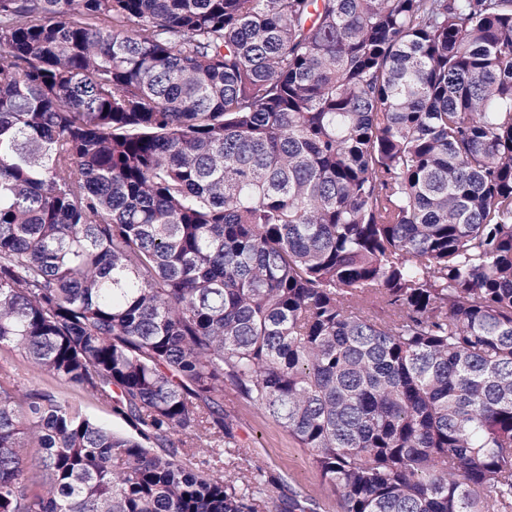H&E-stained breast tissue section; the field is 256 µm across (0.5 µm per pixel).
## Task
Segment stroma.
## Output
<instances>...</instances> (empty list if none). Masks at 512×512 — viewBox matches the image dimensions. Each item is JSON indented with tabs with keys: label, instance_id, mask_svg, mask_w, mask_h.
<instances>
[{
	"label": "stroma",
	"instance_id": "1",
	"mask_svg": "<svg viewBox=\"0 0 512 512\" xmlns=\"http://www.w3.org/2000/svg\"><path fill=\"white\" fill-rule=\"evenodd\" d=\"M7 362L17 366L25 384L64 395L89 417L113 430L124 431V423L96 398L35 375L21 364L17 355L1 350L0 366ZM224 412L234 435L231 448L224 451V474L277 477L285 481L289 492L297 494L305 512H341L339 498L321 479L310 450L301 447L264 410L241 398L229 384L224 387Z\"/></svg>",
	"mask_w": 512,
	"mask_h": 512
}]
</instances>
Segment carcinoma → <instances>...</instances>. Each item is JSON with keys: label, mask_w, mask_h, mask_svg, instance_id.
I'll return each instance as SVG.
<instances>
[{"label": "carcinoma", "mask_w": 512, "mask_h": 512, "mask_svg": "<svg viewBox=\"0 0 512 512\" xmlns=\"http://www.w3.org/2000/svg\"><path fill=\"white\" fill-rule=\"evenodd\" d=\"M0 512H512V0H0ZM6 360L8 363H12V365H15L18 368L17 372L20 374L22 379L21 381L26 385L39 386L40 388L46 389L50 392L66 396L70 402L78 405L83 413L104 423L114 431L122 432L126 429L125 424L121 420L112 416L110 408L98 401L96 398L77 391H71L53 380L44 377H37V375L31 372L27 366L20 361V358L15 355V353L2 349L0 351V366L5 365ZM224 414L233 427L231 448H223L222 475H266L283 479L288 495L296 492L305 512H341L333 488L317 472L311 451L302 448L260 407L224 383ZM221 448V451H222Z\"/></svg>", "instance_id": "carcinoma-1"}]
</instances>
